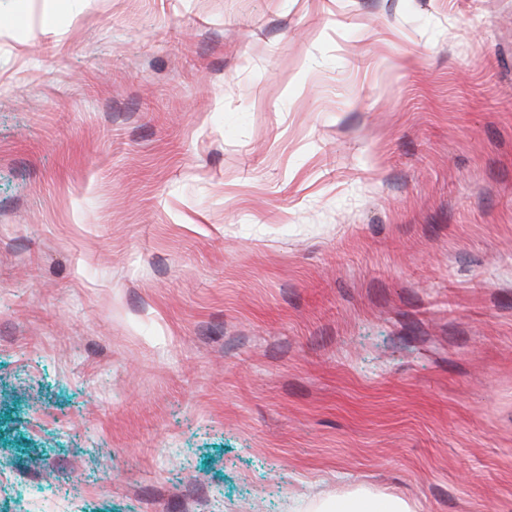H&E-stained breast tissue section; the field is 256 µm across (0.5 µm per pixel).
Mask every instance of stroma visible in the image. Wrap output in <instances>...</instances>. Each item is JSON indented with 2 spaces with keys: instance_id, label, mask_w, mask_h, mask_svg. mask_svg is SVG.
Segmentation results:
<instances>
[{
  "instance_id": "obj_1",
  "label": "stroma",
  "mask_w": 512,
  "mask_h": 512,
  "mask_svg": "<svg viewBox=\"0 0 512 512\" xmlns=\"http://www.w3.org/2000/svg\"><path fill=\"white\" fill-rule=\"evenodd\" d=\"M512 512V0H0V512ZM352 507L347 510L336 507V512H409L407 503L399 498L382 494L359 493L354 495Z\"/></svg>"
}]
</instances>
